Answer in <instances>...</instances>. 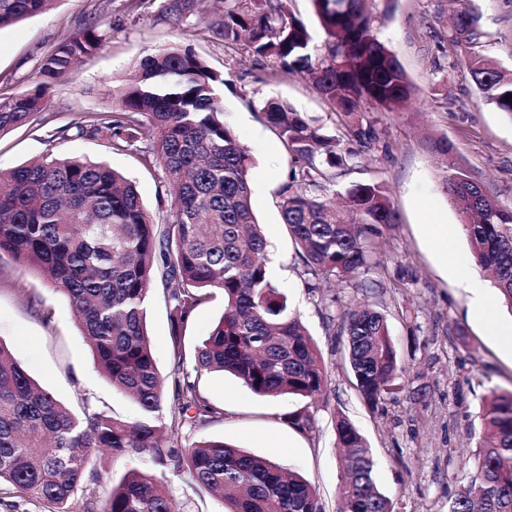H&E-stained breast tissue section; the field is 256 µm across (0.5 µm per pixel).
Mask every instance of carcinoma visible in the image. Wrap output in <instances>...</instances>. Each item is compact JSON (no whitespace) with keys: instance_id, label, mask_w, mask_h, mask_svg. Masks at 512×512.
I'll return each mask as SVG.
<instances>
[{"instance_id":"1","label":"carcinoma","mask_w":512,"mask_h":512,"mask_svg":"<svg viewBox=\"0 0 512 512\" xmlns=\"http://www.w3.org/2000/svg\"><path fill=\"white\" fill-rule=\"evenodd\" d=\"M53 0H0V29L48 9ZM326 38L313 43L287 0H224L206 21L212 35L242 51L256 70L310 72L317 91L336 111L338 133L318 120L269 99L263 118L280 137L293 164L277 190L289 236L295 241L309 288L337 279L372 294L369 277L380 265L375 240L399 215L382 182L358 183L336 210V171L353 166L381 142L378 120L412 101V84L395 55L372 33L371 0H312ZM176 23L200 12V0H164ZM478 16L466 5L449 27L431 31L449 44L470 72L481 100L512 118V75L472 51ZM99 22L85 24L40 63L31 92L0 98V136L33 119L48 123L45 95L100 45ZM225 84L192 48L145 55L116 94L112 108L86 112L52 128L50 142L69 132L107 139L112 152L134 154L164 170L174 189L170 219L160 223L135 185L104 162L52 156L0 171V257L39 273L68 299L100 370L112 387L140 409L132 422L85 403L75 413L33 380L0 343V483L10 492L70 512L75 492L99 478L92 453L150 452L162 465L189 474L221 498L227 512H323L315 488L298 472L222 441H203L181 454L162 443L188 421L222 414L185 379L175 382L177 412L165 422L164 380L147 331V306L161 282L174 342L204 300L219 293L224 313L196 351V370L228 373L252 393L294 395L312 403L327 394L317 348L287 295L269 278L267 240L251 204L252 159L224 122L217 87ZM444 192L461 205L460 217L478 267L512 308V208L502 206L460 163L443 170ZM345 337L347 363L372 410L401 389L405 366L386 315L372 305L349 304L330 314ZM483 433L468 482L451 497L448 512H512V391H491L482 412ZM300 431L313 429L304 406L288 414ZM347 461L339 485L340 512H393L375 480L376 460L366 438L345 417L334 418ZM83 512H182L152 474L128 471L102 506Z\"/></svg>"}]
</instances>
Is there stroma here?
Here are the masks:
<instances>
[{
	"mask_svg": "<svg viewBox=\"0 0 512 512\" xmlns=\"http://www.w3.org/2000/svg\"><path fill=\"white\" fill-rule=\"evenodd\" d=\"M472 4L482 37L476 52L512 73V0H375L372 31L397 57L414 96L409 108L381 112L385 138L354 168L338 175L336 191L359 182L378 181L390 189L399 222L379 243L381 265L372 272L384 290L374 304L388 317L403 364L405 388L377 409L366 407L346 360L344 343L332 335L323 299L345 304L361 301L352 286L337 282L309 289L297 249L281 221L276 203L278 174L290 157L258 111L242 101L279 98L297 111L319 118L334 133L331 106L308 76L287 74L267 81L245 76L249 64L231 60L222 42L193 16L180 24L162 15L163 0H141L128 12L124 0H55L36 16L0 29V97L15 96L39 82L44 55L86 20L102 22L103 38L48 92V117L60 126L83 113L111 108L112 94L147 53L189 46L226 80L218 92L224 119L249 150L252 207L276 265V283L301 316L319 351L328 380L326 402L313 410L314 427L303 432L286 420L302 407L294 396L261 397L230 375L196 372L194 353L224 311L222 296L200 304L174 342L161 290L148 305L153 355L172 393L175 379L190 373L199 392L222 408L221 416L187 426L171 436V446L188 451L202 440H221L253 454L273 458L301 472L317 490L324 512H336L343 465L331 418L348 417L367 438L377 467L376 481L395 512H448V495L474 471L476 444L483 431L481 407L491 390H512V357L505 337L491 335L462 281L479 275L465 233L445 257L429 239L430 224L458 225L459 207L441 185L442 165L427 141L445 137L455 161L465 164L499 202L512 207V119L482 103L470 73L456 63L453 49L438 50L430 30L445 27L454 10ZM60 158L108 163L129 177L145 207L158 221L169 218L171 196L161 169L144 168L132 155L112 153L105 139L69 138L48 142L32 124L0 137V171H8L46 153ZM51 319H44L43 308ZM0 343L42 387L62 404L81 410L84 402L105 407L113 416L136 420L137 405L112 388L95 364L68 299L11 258L0 259ZM98 482L80 488L74 512L86 502H102L108 489L132 469L156 475L184 512H224L223 502L195 484L187 473L159 465L150 453L97 452Z\"/></svg>",
	"mask_w": 512,
	"mask_h": 512,
	"instance_id": "35a3bbf8",
	"label": "stroma"
}]
</instances>
